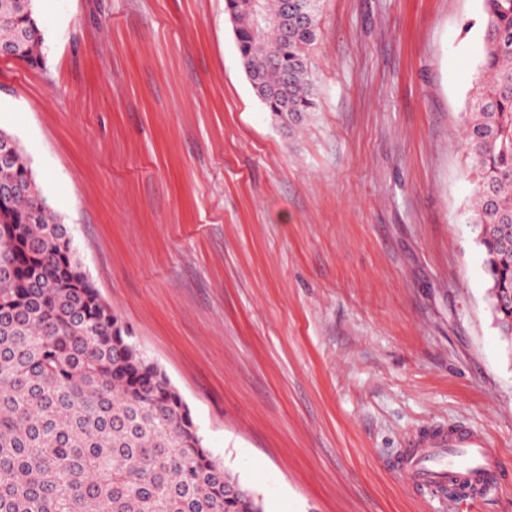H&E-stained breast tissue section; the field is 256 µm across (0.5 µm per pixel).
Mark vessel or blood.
<instances>
[{
    "instance_id": "obj_1",
    "label": "vessel or blood",
    "mask_w": 512,
    "mask_h": 512,
    "mask_svg": "<svg viewBox=\"0 0 512 512\" xmlns=\"http://www.w3.org/2000/svg\"><path fill=\"white\" fill-rule=\"evenodd\" d=\"M498 457L496 448L462 424L450 431H424L415 448L402 456L399 467L413 483L431 492H445L453 478L473 495L482 496L499 480Z\"/></svg>"
}]
</instances>
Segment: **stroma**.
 Wrapping results in <instances>:
<instances>
[{
	"instance_id": "stroma-1",
	"label": "stroma",
	"mask_w": 512,
	"mask_h": 512,
	"mask_svg": "<svg viewBox=\"0 0 512 512\" xmlns=\"http://www.w3.org/2000/svg\"><path fill=\"white\" fill-rule=\"evenodd\" d=\"M38 9L45 61L0 58V129L213 457L265 512H445L395 461L463 422L503 474L464 512H512V341L454 135L480 0H321L290 126L225 0Z\"/></svg>"
}]
</instances>
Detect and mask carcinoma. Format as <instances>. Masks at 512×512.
Returning a JSON list of instances; mask_svg holds the SVG:
<instances>
[{
	"instance_id": "carcinoma-1",
	"label": "carcinoma",
	"mask_w": 512,
	"mask_h": 512,
	"mask_svg": "<svg viewBox=\"0 0 512 512\" xmlns=\"http://www.w3.org/2000/svg\"><path fill=\"white\" fill-rule=\"evenodd\" d=\"M310 4L304 20L293 2ZM0 46L42 64L38 0H9ZM282 19L254 34L248 0H226L239 59L267 112L315 110L310 55L319 0H263ZM483 51L465 102L474 184L468 223L498 326L512 336V0H481ZM0 512H265L217 463L166 374L130 341L76 258L29 160L17 149L0 188Z\"/></svg>"
}]
</instances>
